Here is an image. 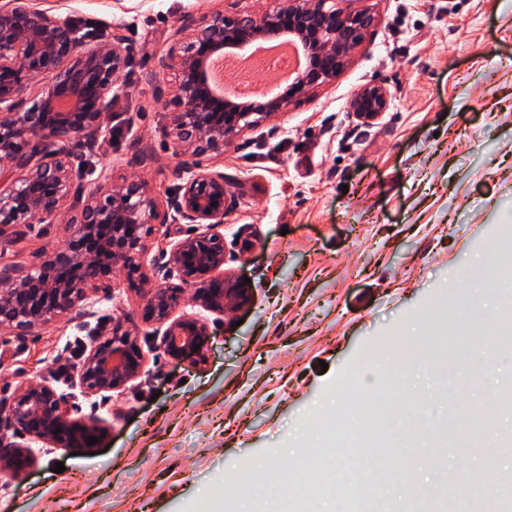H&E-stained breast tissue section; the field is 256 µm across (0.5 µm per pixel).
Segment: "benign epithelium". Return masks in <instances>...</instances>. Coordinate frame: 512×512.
<instances>
[{"mask_svg":"<svg viewBox=\"0 0 512 512\" xmlns=\"http://www.w3.org/2000/svg\"><path fill=\"white\" fill-rule=\"evenodd\" d=\"M262 12L233 7L226 12L186 15L175 32L164 67L175 71L170 96L168 136L192 155L220 153L224 144L244 130L270 119L291 102L336 78L376 24V15L357 0H272ZM295 37L304 63L288 85L274 97L250 104L225 100L224 87L211 77L208 63L227 50H243L259 39ZM128 61L127 48L117 35L89 43L68 19L40 9L32 0H8L0 8V236L14 224L37 216L55 219L65 209L73 182L71 155L65 143L76 137L94 138L108 95ZM41 77L48 86L26 97L31 81ZM389 106V93L379 84L361 88L351 112L370 124ZM41 151H27L30 142ZM185 177L175 216L160 212L148 185L125 178L98 184L69 224L66 245L51 251L35 266L0 268V331L24 336L36 327L75 313L99 291L109 292L112 268L121 266L129 280L150 281L142 258L154 225L209 223V231L187 235L169 252L168 264L194 288L193 298L204 309L224 312L249 299V288L224 276V222L228 189L224 172L203 169L196 161L176 168ZM183 289L157 283L149 289L144 317L166 325L164 350L189 358L207 336L197 319H174ZM141 351L132 332L121 324L95 346L78 366L81 384L92 392L110 391L134 377ZM31 436L53 446L69 447L96 436L93 424L74 422L48 384L26 387L10 406L0 427V449L8 452L13 472L30 459L20 446L4 443L7 432Z\"/></svg>","mask_w":512,"mask_h":512,"instance_id":"obj_1","label":"benign epithelium"}]
</instances>
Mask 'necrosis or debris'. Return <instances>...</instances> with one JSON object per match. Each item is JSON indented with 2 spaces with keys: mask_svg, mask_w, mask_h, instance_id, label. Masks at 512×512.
Wrapping results in <instances>:
<instances>
[{
  "mask_svg": "<svg viewBox=\"0 0 512 512\" xmlns=\"http://www.w3.org/2000/svg\"><path fill=\"white\" fill-rule=\"evenodd\" d=\"M492 266L472 271L470 285L460 292L443 294L431 316L429 338L415 344V357L437 364L448 360V339L472 336L476 350L464 358L463 378L473 381L479 363L512 350V247L491 242ZM494 289L499 296L496 316H488L478 306L480 295ZM374 380L358 375L345 401L350 422L343 430L322 426L319 447L304 452L297 465L283 470L265 469L262 478L249 489L252 512H318L320 498L335 486H343L348 512H487V502L474 498L469 490L474 474L443 483L434 491L415 490L401 504H392L385 495L393 481L409 477V469L391 462L398 452L393 433L396 407H407L404 392L405 360L392 348L381 346L374 353ZM504 447L512 446V433L498 431L483 409L422 426L407 436L409 447L425 448L431 457L445 449L463 446L482 448L488 437Z\"/></svg>",
  "mask_w": 512,
  "mask_h": 512,
  "instance_id": "4bbe7bcc",
  "label": "necrosis or debris"
}]
</instances>
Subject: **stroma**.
I'll use <instances>...</instances> for the list:
<instances>
[{
    "mask_svg": "<svg viewBox=\"0 0 512 512\" xmlns=\"http://www.w3.org/2000/svg\"><path fill=\"white\" fill-rule=\"evenodd\" d=\"M74 21L82 34H120L128 64L97 143H71L74 193L64 216L31 220L0 236V266L41 263L69 236L93 184L144 180L161 207L180 193L175 147L165 133L164 68L186 14L230 9L232 0H34ZM375 28L329 84L244 130L223 152L199 156L223 171L231 195L219 230L224 272L248 277L250 300L214 313L185 297L176 313L208 336L193 361L162 347L164 325L143 317L146 286L112 271L109 294L26 336L0 332V419L26 386L49 383L72 420H96L95 447L30 441L22 473L0 461V512H249L250 479L293 463L317 442L318 415L334 417L349 376L383 344L419 341L437 297L460 287L512 240V0H363ZM387 88L372 124L350 110L356 91ZM149 161L132 165L136 154ZM189 224H159L146 262L181 285L165 253ZM122 323L143 353L139 374L91 393L74 375L75 339L93 348ZM416 416L484 407L512 432V408L490 399L512 387V352L470 386L457 361L413 365ZM63 473H55L56 463ZM412 480L435 489L441 472L512 473V452L459 448L410 463Z\"/></svg>",
    "mask_w": 512,
    "mask_h": 512,
    "instance_id": "stroma-1",
    "label": "stroma"
}]
</instances>
